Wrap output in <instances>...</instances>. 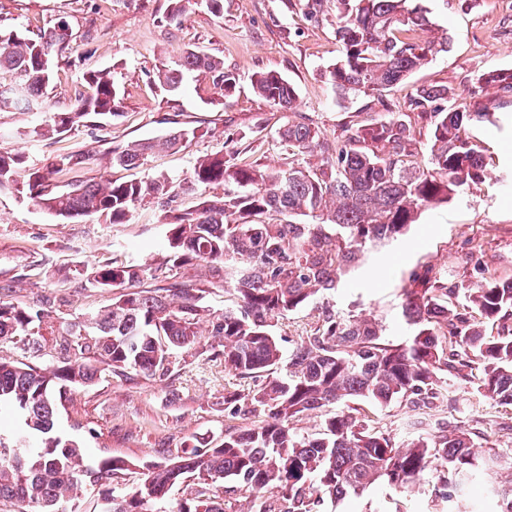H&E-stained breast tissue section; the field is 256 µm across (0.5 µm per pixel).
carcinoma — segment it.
<instances>
[{"label":"carcinoma","mask_w":512,"mask_h":512,"mask_svg":"<svg viewBox=\"0 0 512 512\" xmlns=\"http://www.w3.org/2000/svg\"><path fill=\"white\" fill-rule=\"evenodd\" d=\"M336 27L341 56L326 67L324 78L344 98L382 97L449 47L446 36H408L432 27L428 10L416 0H336ZM69 37L63 20L33 36L0 30V71L16 75L15 82L0 83V111L43 106L53 54L66 49ZM192 72L212 74L224 99L236 90L235 77L219 58L195 50L174 67L158 68L156 77L176 91ZM85 81L88 91L78 94L74 109L53 114L45 132L61 134L84 120L117 114L120 92L110 74L91 70ZM477 83L512 97V70L483 72ZM254 90L268 103L296 106L295 88L277 72L257 74ZM447 99L448 90L436 85H421L410 97L430 123V156L423 167L407 165L414 131L395 116L351 125L332 142L304 122L284 126L279 140L288 154L319 151L313 166L270 169L240 165L233 153L215 154L197 160L179 181L159 174L148 181L60 185L53 171L84 163L82 155L66 154L46 168L28 169L20 183L15 174L25 155L0 151V189L25 193L59 218L104 213L110 223L123 224L136 205L156 203L167 226L165 268L171 279L165 296L125 292L142 269L117 261L92 268L88 283L121 293L87 315L89 326L78 323L60 337L63 356L50 364H36L43 356V334L36 328L43 311L0 302V343L27 355L25 362L0 358V411L15 410L23 423L18 435L0 434V503H14L20 512H65L62 504L76 503L87 486H99L100 512H147L184 483L178 512H231L226 496L239 492L251 498V512H315L324 495L359 496L378 481L408 488L433 471L448 512H472L465 492L486 478L496 452L477 448L466 429L451 426L399 444L351 412L327 416L313 434L297 432L294 423L349 400L426 407L451 379L511 405L512 329L499 325L512 319V280L489 276L473 288H457L432 267L413 274L400 294L402 314L414 326L405 344L385 342L383 326L374 320L328 308L289 354L274 332L279 320L336 288L367 244L402 234L420 208L446 202L485 177L470 126L494 113L462 110ZM193 135V129H175L159 141L116 146L112 165L134 166L146 153L174 148ZM210 186L224 187V194L204 197L190 209L173 206L180 195ZM195 263L211 265L217 280L198 288L176 280L179 269ZM211 288L232 290L236 305L213 316L205 335L200 322ZM84 328L87 336L73 341ZM178 350L219 361L240 379H261L253 388L224 390V409L255 421L225 431L218 445L198 441L162 456L145 466L139 483L115 496L112 481L136 464L121 457L88 464L84 449L55 431L59 404L71 389L99 380L92 358L116 376H165ZM488 492L496 512H512L511 484Z\"/></svg>","instance_id":"carcinoma-1"}]
</instances>
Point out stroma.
Wrapping results in <instances>:
<instances>
[{"instance_id": "35a3bbf8", "label": "stroma", "mask_w": 512, "mask_h": 512, "mask_svg": "<svg viewBox=\"0 0 512 512\" xmlns=\"http://www.w3.org/2000/svg\"><path fill=\"white\" fill-rule=\"evenodd\" d=\"M168 0H0V29L27 35L65 20L72 37L54 57L53 79L44 91V111L0 112V149L26 155L41 168L66 153L86 157L83 168L56 173L62 183L106 178L143 180L163 172L189 175L196 159L237 153L240 162L282 164L287 147L277 139L286 124L303 121L325 138L340 137L346 126L394 112L415 130L412 160L428 161L430 127L409 104L416 87L447 88L456 106L486 108L499 125L471 127L487 174L445 203L423 208L415 224L393 240L369 247L362 266L349 269L326 302H314L281 321L277 335L284 350L316 326L323 304L377 319L391 343L408 342L413 329L401 314L400 290L412 274L431 266L448 273L453 285L474 287L481 277L512 279V104L497 88L478 87L476 75L512 70V0H422L433 21V36L447 35L448 51L411 74L383 98H339L322 76L340 54L336 39V0H224L217 15L207 0H190L180 22L166 20ZM220 57L236 78V91L218 101L208 75L193 74L175 92L156 78L160 64H174L186 51ZM109 71L121 91L119 114L106 122L81 123L62 134L44 135L50 113L71 111L84 91L83 74ZM276 71L297 92V106L286 110L258 98L257 73ZM195 130L176 149L145 155L136 167L113 165L110 150L139 140H157L172 129ZM120 257L156 268L166 256L165 227L155 205L136 207L127 223H110L97 213L64 220L27 196L0 191V301L39 306L51 298L42 322L44 358L57 360L58 339L92 311L111 304V291L89 285L82 275ZM244 388L223 364L194 352L176 355L170 376L112 375L103 370L95 385L75 389L59 408L58 433L85 448L88 461L121 456L135 462L177 453L194 439L222 441L225 431L246 422L224 413V390ZM449 398L430 407L407 403L379 407L362 403L367 423L395 437L432 434L454 424L475 442L495 448L497 478L512 480V405L480 397L471 384L455 381ZM442 487L427 475L409 490L378 482L361 496L324 498L320 512H444Z\"/></svg>"}]
</instances>
